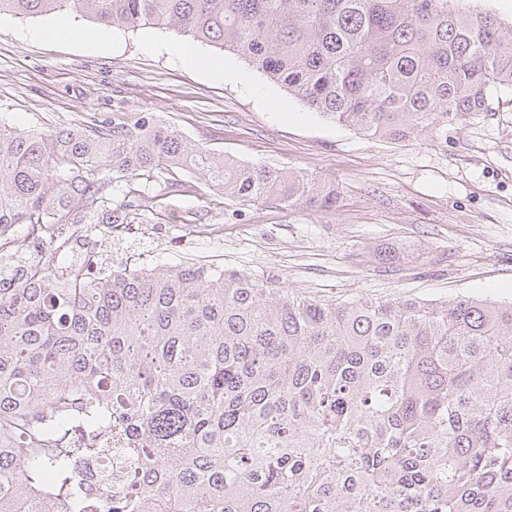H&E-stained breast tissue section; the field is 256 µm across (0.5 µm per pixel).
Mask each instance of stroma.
Segmentation results:
<instances>
[{"label": "stroma", "instance_id": "stroma-1", "mask_svg": "<svg viewBox=\"0 0 512 512\" xmlns=\"http://www.w3.org/2000/svg\"><path fill=\"white\" fill-rule=\"evenodd\" d=\"M82 31L42 38L50 24ZM156 28L103 27L71 13L0 16V122L51 132L88 114L150 112L209 151L335 182L332 212L244 205L190 174L168 217L112 230L107 263L201 261L322 300L512 301V95L457 115L447 138H367L305 107L232 53ZM230 74L210 73L206 59ZM407 246L405 263L374 252Z\"/></svg>", "mask_w": 512, "mask_h": 512}]
</instances>
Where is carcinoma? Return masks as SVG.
Masks as SVG:
<instances>
[{"label":"carcinoma","instance_id":"1","mask_svg":"<svg viewBox=\"0 0 512 512\" xmlns=\"http://www.w3.org/2000/svg\"><path fill=\"white\" fill-rule=\"evenodd\" d=\"M63 11L231 52L370 138L441 136L512 92V25L460 0H0ZM185 172L242 202L338 199L150 112L0 125V512H512V302H325L200 262L59 258L61 228L137 224ZM112 436L136 461L116 492L84 470Z\"/></svg>","mask_w":512,"mask_h":512}]
</instances>
